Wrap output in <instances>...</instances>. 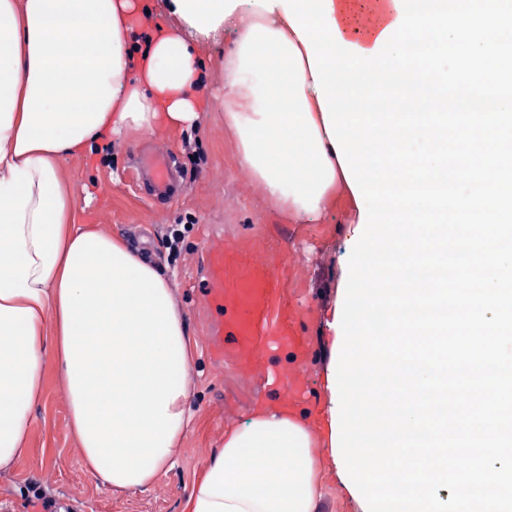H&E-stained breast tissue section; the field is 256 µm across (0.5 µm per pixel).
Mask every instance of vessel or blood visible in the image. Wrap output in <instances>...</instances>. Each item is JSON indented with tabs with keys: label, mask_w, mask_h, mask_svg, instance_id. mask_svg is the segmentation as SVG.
Instances as JSON below:
<instances>
[{
	"label": "vessel or blood",
	"mask_w": 512,
	"mask_h": 512,
	"mask_svg": "<svg viewBox=\"0 0 512 512\" xmlns=\"http://www.w3.org/2000/svg\"><path fill=\"white\" fill-rule=\"evenodd\" d=\"M137 182L147 185L152 197L169 198L181 187V171L171 155L139 153L131 160ZM283 286L278 266L243 255L221 242L208 250V277L203 302L213 312L209 353L219 364L251 371L272 351L304 350L305 340L294 327V316L281 312L271 320Z\"/></svg>",
	"instance_id": "obj_1"
}]
</instances>
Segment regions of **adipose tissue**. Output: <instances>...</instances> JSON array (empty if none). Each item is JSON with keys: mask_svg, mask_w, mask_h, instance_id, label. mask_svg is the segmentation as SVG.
Masks as SVG:
<instances>
[{"mask_svg": "<svg viewBox=\"0 0 512 512\" xmlns=\"http://www.w3.org/2000/svg\"><path fill=\"white\" fill-rule=\"evenodd\" d=\"M343 39L372 49L398 13ZM146 0H0V468L24 451L47 361L65 386L81 462L116 490L153 483L193 426L195 343L168 276L117 236L77 223L57 160L128 130L197 122L194 44L231 36L224 116L237 164L280 213L356 208L325 129L307 51L283 6H236L204 34L183 17L140 29ZM331 437L305 416L259 411L226 428L184 512H319Z\"/></svg>", "mask_w": 512, "mask_h": 512, "instance_id": "obj_1", "label": "adipose tissue"}]
</instances>
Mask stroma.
<instances>
[{
	"mask_svg": "<svg viewBox=\"0 0 512 512\" xmlns=\"http://www.w3.org/2000/svg\"><path fill=\"white\" fill-rule=\"evenodd\" d=\"M229 45H207L204 109L188 130L129 133L113 141L109 162L91 156H64L58 169L76 193L79 223L130 239L145 230L140 255L171 277L175 301L198 343L189 404L195 425L173 460L148 487L117 491L76 455L64 386L47 371L44 396L31 410L27 449L0 469V512H182V503L211 456L224 444L227 425L245 420L257 407L291 406L322 416L327 377L340 349L329 324L345 292L349 266L343 255L356 243L351 216L340 211L297 224L279 215L237 162V139L224 123V64ZM164 149L183 171L186 189L170 203L149 201L133 182V154ZM225 243L252 257L277 262L282 271L283 305L298 309V335L307 343L296 391L266 395L260 378L233 366H213L207 351L202 312L207 265L203 239L210 227ZM177 246H170V239Z\"/></svg>",
	"mask_w": 512,
	"mask_h": 512,
	"instance_id": "obj_1",
	"label": "stroma"
}]
</instances>
